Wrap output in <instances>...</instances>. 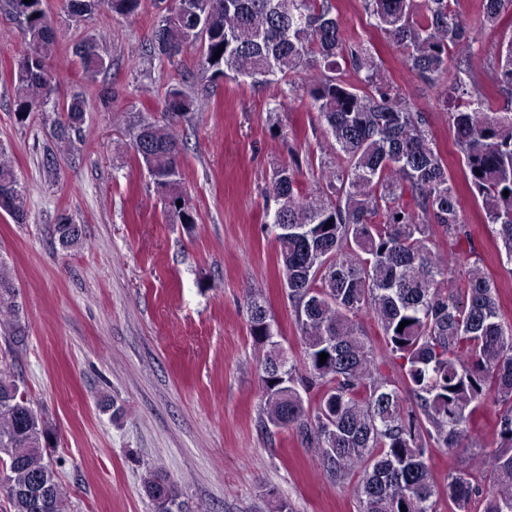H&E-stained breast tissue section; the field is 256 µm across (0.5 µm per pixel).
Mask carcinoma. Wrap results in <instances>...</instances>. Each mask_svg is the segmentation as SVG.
<instances>
[{
  "label": "carcinoma",
  "instance_id": "cac0c4a2",
  "mask_svg": "<svg viewBox=\"0 0 512 512\" xmlns=\"http://www.w3.org/2000/svg\"><path fill=\"white\" fill-rule=\"evenodd\" d=\"M68 2L75 18L103 7L133 18L142 0ZM453 3L362 0V7L402 51L408 70L438 89L464 182L481 200L503 269L512 276V113L493 109L483 92L486 80L512 98V34L499 42L484 79L460 67L454 87H444L453 56L471 53L474 43ZM4 5L27 38L13 81L16 120L24 124L51 105L52 136L68 146L81 137L85 100L75 94L62 105L52 102V21L42 0ZM509 14L512 0H482L480 27L495 28ZM197 43L201 79L171 87L164 111L190 123L219 82L242 79L257 90L282 83V98L309 100L327 140L312 189L302 191L298 180L312 159H302L295 148L273 168L264 192L265 228L278 246L281 284L303 345L298 361L275 358L280 343L274 324L261 294L252 292L250 335L264 350V428L296 430L328 479L358 475L357 512H440L443 502L451 512H512V322L502 318L498 287L480 267L458 185L434 142L428 113L389 81L369 45L345 39L332 0H170L148 56L171 62ZM73 52L90 79L110 67L92 42ZM346 67L359 83L346 80ZM126 134L169 218L193 227L176 128L139 113L129 117ZM0 207L18 223L26 218L23 191L1 149ZM70 223L62 213L54 226L66 249L83 242V234H67ZM460 256L468 259L462 268ZM14 297L10 272L0 266V321L7 326ZM365 317L398 362L400 382L383 373L365 342ZM404 320L408 325L400 332ZM321 353L328 354L322 364ZM315 387L322 393L310 412L302 393ZM489 400L498 406L494 448L475 452L467 443L471 425ZM56 441L55 425L0 370V488L11 512H67L45 459ZM432 448L456 460L443 487L428 464ZM473 469L491 474L494 493L471 481ZM143 491L154 512H183L179 489L165 477L148 474Z\"/></svg>",
  "mask_w": 512,
  "mask_h": 512
}]
</instances>
